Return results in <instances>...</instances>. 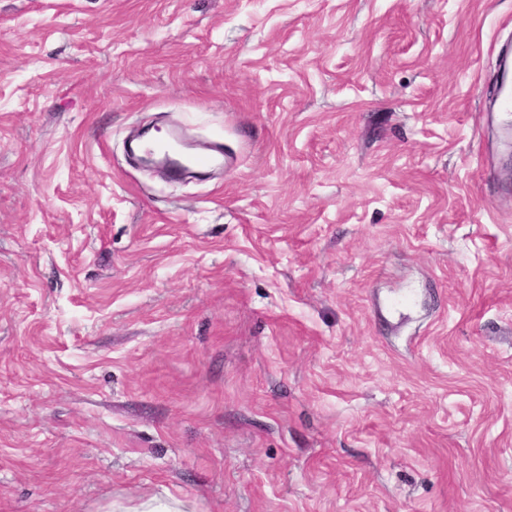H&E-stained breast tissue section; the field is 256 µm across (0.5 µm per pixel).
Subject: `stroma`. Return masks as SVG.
Wrapping results in <instances>:
<instances>
[{"mask_svg":"<svg viewBox=\"0 0 512 512\" xmlns=\"http://www.w3.org/2000/svg\"><path fill=\"white\" fill-rule=\"evenodd\" d=\"M512 0H0V512H512ZM223 139L172 182L132 131Z\"/></svg>","mask_w":512,"mask_h":512,"instance_id":"obj_1","label":"stroma"}]
</instances>
